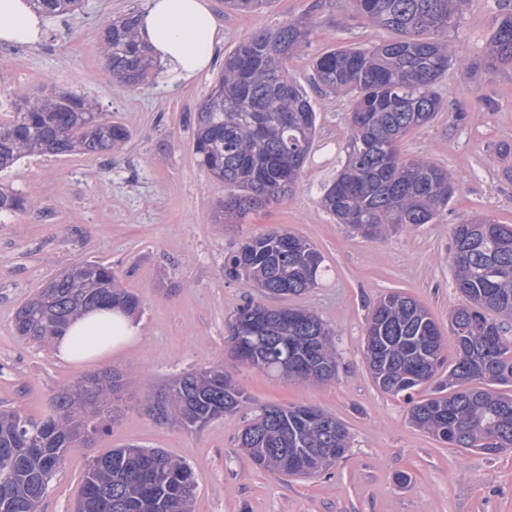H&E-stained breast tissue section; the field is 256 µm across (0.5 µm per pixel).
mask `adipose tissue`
<instances>
[{"instance_id": "1", "label": "adipose tissue", "mask_w": 512, "mask_h": 512, "mask_svg": "<svg viewBox=\"0 0 512 512\" xmlns=\"http://www.w3.org/2000/svg\"><path fill=\"white\" fill-rule=\"evenodd\" d=\"M47 25L30 0H0V46L40 43ZM138 34L157 59L187 82L209 69L221 41L207 0H147ZM140 335L132 315L101 309L74 320L55 339L53 349L67 362L100 359L136 342Z\"/></svg>"}]
</instances>
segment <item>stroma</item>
Here are the masks:
<instances>
[{"mask_svg":"<svg viewBox=\"0 0 512 512\" xmlns=\"http://www.w3.org/2000/svg\"><path fill=\"white\" fill-rule=\"evenodd\" d=\"M145 2L83 0L75 14L50 21L39 46L0 47V102L53 83L84 93L132 134L106 155H31L0 172L1 186L32 203L0 219V411L39 418L64 386L107 370L134 379L110 429L71 449L40 512H74L89 463L126 444L161 448L188 463L197 477L194 512H512V449L462 455L435 440L408 415L410 400L427 398L431 386L409 400L386 394L364 359L368 313L390 292L423 304L439 327L445 357H455L448 315L462 298L453 286L452 228L476 215L512 224V152H500L512 149V68L488 74L449 67L438 87L443 111L405 136L401 148L446 168L455 193L434 223L368 239L319 203L344 157L351 102L313 86L312 60L340 45L384 43L388 32L345 0H274L255 13L209 0L222 35L212 68L185 83L164 67L139 89L124 91L107 73L98 37L106 20ZM499 16V0H470L463 28L450 37L457 56H480ZM300 20L316 25L310 46L287 62L289 77L317 113L303 187L285 203L216 223L226 190L192 152L194 114L221 75L223 54L253 32ZM279 229L321 253L328 275L317 288L271 297L225 278L226 255L247 238ZM88 260L110 265L121 287L139 297L140 339L83 363L20 340L13 327L18 308L48 279ZM250 299L310 309L335 336L339 366L330 382H293L244 365L234 371L254 408L314 406L348 426L350 448L321 475L292 478L253 465L238 443L247 415L189 431L156 421L147 409V396L180 375L228 361L227 321Z\"/></svg>","mask_w":512,"mask_h":512,"instance_id":"1","label":"stroma"}]
</instances>
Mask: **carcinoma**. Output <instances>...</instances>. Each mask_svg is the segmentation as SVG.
<instances>
[{
	"instance_id": "1",
	"label": "carcinoma",
	"mask_w": 512,
	"mask_h": 512,
	"mask_svg": "<svg viewBox=\"0 0 512 512\" xmlns=\"http://www.w3.org/2000/svg\"><path fill=\"white\" fill-rule=\"evenodd\" d=\"M52 16L75 11L79 0H31ZM393 38L371 48L339 47L313 58L314 80L332 93L353 97L346 160L323 187L322 207L341 224L370 239L396 226L431 224L448 207L454 178L423 157L401 153L410 132L431 123L444 108L437 86L456 65L494 72L512 67V12H503L481 58L455 56L448 33L458 30L469 0H347ZM252 13L269 0H225ZM312 22H290L243 39L224 58V71L194 117L193 154L224 182L219 205L226 218L280 203L300 186V173L316 133L310 99L288 77L287 59L307 47ZM100 49L112 78L133 89L158 63L136 34V14L112 20ZM130 131L95 110L87 96L53 90L13 104L0 120V171L26 154L96 155L127 142ZM28 201L0 188V215L22 213ZM454 286L465 303L450 317L457 352L442 355L439 329L416 300L398 292L379 298L369 313L365 359L375 384L393 396L411 397L435 382L432 397L412 403L410 421L450 448L496 456L512 448V345L502 328L512 320V225L488 218L452 230ZM326 276L318 249L285 230L253 236L224 259V277L244 279L263 294L296 296ZM47 290L26 300L15 330L26 342L60 335L75 316L105 307L135 312L139 298L117 287L112 267L86 262ZM236 362L279 372L288 354V377L328 382L337 370L336 345L326 324L302 308H268L249 301L229 321ZM448 375L438 377L443 367ZM129 378L106 372L60 389L39 420L0 412V512H39L49 482L84 428L122 410ZM251 401L226 365L186 373L149 405L156 418L200 428L227 414L246 412ZM350 433L336 417L307 405L266 406L239 436L257 467L288 476H313L333 460L328 448H347ZM197 481L191 467L159 448L131 445L94 459L84 475L77 512H191Z\"/></svg>"
}]
</instances>
